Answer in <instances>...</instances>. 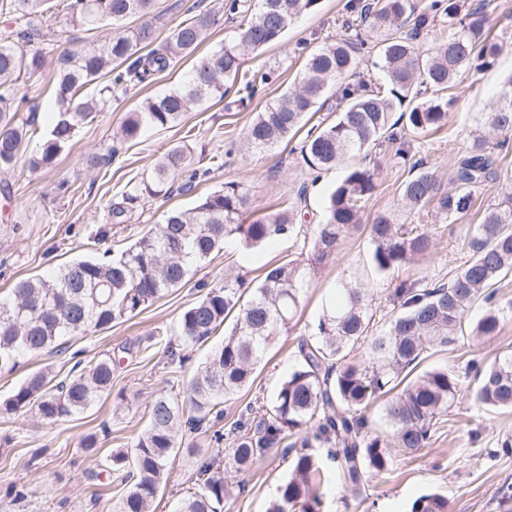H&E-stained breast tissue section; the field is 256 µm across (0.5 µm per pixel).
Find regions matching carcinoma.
Returning a JSON list of instances; mask_svg holds the SVG:
<instances>
[{"mask_svg":"<svg viewBox=\"0 0 512 512\" xmlns=\"http://www.w3.org/2000/svg\"><path fill=\"white\" fill-rule=\"evenodd\" d=\"M154 0H61L64 21L51 23V0H0V172L11 170L17 157L39 133L36 110L18 96L19 82H37L55 47L51 128L40 148L28 158L37 171L54 166L77 131L105 111L112 99L166 71L178 57L192 54L202 35L223 12L241 19V32L220 49L199 55L184 85L164 96L146 98L128 112L116 137L131 141L150 126L168 129L193 108L224 99V82L242 77L249 101L269 73L242 71L245 51L278 41L288 26L314 10L318 0H225L202 9L193 3L190 17L169 34L161 50L150 48L155 27L150 20ZM488 0L462 12L460 0H349L358 24L345 36L307 55L295 89L266 105L244 132L247 147L270 150L296 135L308 115L325 110L302 142L311 168L331 170L350 158L367 159L384 145L394 157L409 161L406 135L439 130L448 123V89L461 70L493 65L499 45L489 38ZM143 22L124 28L128 19ZM448 23V38L423 51L420 38L436 23ZM120 27L116 33L109 27ZM377 38L376 67L383 83L360 77L359 55L366 42L361 29ZM103 30L92 40L81 31ZM339 79L336 104L328 86ZM89 97L80 96L87 86ZM478 127L512 132V102L478 119ZM496 159L489 140L477 133L452 176L454 191L441 189L429 169L413 163L399 186L410 210L435 208L445 218L467 217L474 191L495 175ZM185 146L165 150L142 191L164 195L177 176L196 172ZM376 189L374 171L351 166L328 195L324 218L309 243L313 259L322 263L336 254L340 241L360 227V213ZM248 196L234 182L198 199L188 210L163 213L132 245L106 260L72 261L46 276L19 280L9 298L0 299V372L13 371L21 356L47 349H66L67 338L95 333L139 315L169 291L184 287L193 268L223 248L228 239L251 253L279 240L297 237L302 225L294 212L280 211L245 222ZM369 262L380 277L395 273L431 249V237L419 224H406L393 213L377 215L369 226ZM472 257L449 281L422 288L403 280L391 292L393 308L377 324L368 289L339 284L322 305L312 331L299 337L296 366L279 384L272 401L238 406L227 426L223 406L240 399L255 381V372L280 333L293 327L312 268L296 259L265 267L261 283L251 288L242 276L226 277L208 287L181 313L176 338L181 345H203L232 320L224 342L178 391L161 392L148 405V425L129 449L110 455L112 471L129 484L112 504V512H154V503L177 447L178 433L204 432L216 443L230 441L229 455L239 472L274 448L293 453L290 477L278 486L266 512H310L321 505L323 470L319 450L336 464L350 497L363 503L372 479L391 469L396 454L426 447L436 425L461 395V380L448 368L417 367L437 348L456 341L471 306L484 301L486 312L472 333L492 339L501 331V311L492 287L512 274V197L487 208L473 227ZM363 349L355 358L356 349ZM112 356L87 366L75 363L57 380L48 369L31 373L0 401V414L35 411L47 425L80 414L112 390ZM466 374L475 386L470 395L485 409L512 408V352L491 362L473 357ZM224 473L203 460L196 469L194 491L175 512H222ZM410 512H448L439 494L416 498Z\"/></svg>","mask_w":512,"mask_h":512,"instance_id":"obj_1","label":"carcinoma"}]
</instances>
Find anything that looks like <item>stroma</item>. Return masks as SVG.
Wrapping results in <instances>:
<instances>
[{"mask_svg": "<svg viewBox=\"0 0 512 512\" xmlns=\"http://www.w3.org/2000/svg\"><path fill=\"white\" fill-rule=\"evenodd\" d=\"M346 5L347 0H320L279 41L246 53L244 71L278 74L246 106L237 105L238 93L232 90L222 102L187 113L176 127L149 128L138 140L113 143V130L139 100L163 96L182 85L193 64L192 57H183L135 93L114 99L105 112L81 128L52 169L34 172L25 159H18L7 175L16 192L8 199L0 197V296H6L20 279L77 258L96 257L101 249H124L155 224L163 211L192 208L201 196L222 189L227 182L244 187L253 216L291 208L302 224L319 223L325 196L343 176V169L314 174L290 143L259 153L244 147L243 134L267 103L293 87L301 66L296 55L299 42L315 49L345 34L351 22ZM486 16V26L500 46L493 66L460 73L448 92L452 102L447 126L408 137L413 159L425 163L444 183L474 134L477 119L493 111L497 91L512 75V0H492ZM183 144L189 146L201 171L195 188L186 192L180 184H173L170 194L141 198L128 205L124 223H112L111 205L141 187L163 150ZM110 145L116 149L111 165H90V157ZM391 153L385 146L369 160V167L376 170L377 188L365 206L362 228L341 242L334 257L317 265L301 302L298 324L268 351L245 400L271 398L295 364L298 337L315 323L337 283L371 289L378 314L389 310L386 284L372 273L368 259L367 226L376 214L394 211L407 223L425 225L432 240L430 252L402 267L395 277L429 284L450 279L469 259L470 225L479 222L487 207L512 194V142L495 149V176L475 189L476 206L467 220L455 223L433 211L405 208L399 184L406 174ZM62 177L69 179L71 189L59 195L54 186ZM101 229L107 232L105 240L100 246L90 245V237ZM308 254L299 238L265 247L249 260L234 261L225 252L214 253L185 287L157 300L138 316L72 338L69 352L27 355L13 372L0 373V397H4L33 371L71 367L75 352L85 361L106 354L116 361L111 394L67 421L49 426L31 413L0 414V512H112L113 502L126 489L109 466L112 450L130 447L146 426L151 399L158 392L181 387L206 354L200 347L191 352L189 360L179 363L150 346V337H174L181 311L201 295L200 284L239 274L255 285L267 265L288 257L304 260ZM497 299L504 319L495 339L478 341L472 336L469 323L483 311L482 304H474L467 314L469 323L459 331L455 344L438 349L424 360V367L447 366L460 372L472 356L490 361L512 349V277L498 284ZM88 435L95 438V448L81 447ZM507 438L512 439V410L489 413L473 400L459 397L440 419L427 448L397 457L389 473L373 479L371 508L346 505L347 493L333 477L323 487L324 512H409L411 503L426 493L446 497L448 512H500L498 492L512 484V454L499 450L500 441ZM203 458L214 460L224 472L230 490L224 512H265L278 485L291 474V457L284 449L272 450L240 474L224 447L213 445L205 434H194L183 439L169 461L156 512H172L173 504L187 490V477ZM241 483L248 487L243 497L235 494ZM17 487L25 490L24 498L14 496Z\"/></svg>", "mask_w": 512, "mask_h": 512, "instance_id": "1", "label": "stroma"}]
</instances>
